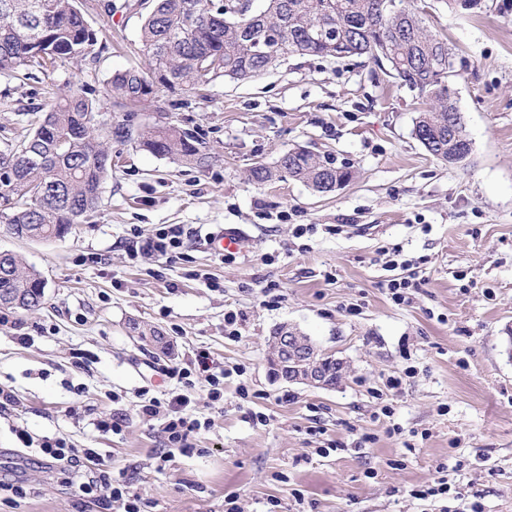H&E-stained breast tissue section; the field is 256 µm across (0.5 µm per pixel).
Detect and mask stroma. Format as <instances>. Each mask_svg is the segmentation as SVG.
<instances>
[{
  "instance_id": "35a3bbf8",
  "label": "stroma",
  "mask_w": 512,
  "mask_h": 512,
  "mask_svg": "<svg viewBox=\"0 0 512 512\" xmlns=\"http://www.w3.org/2000/svg\"><path fill=\"white\" fill-rule=\"evenodd\" d=\"M112 2V16L92 20L107 39L99 63L0 75V139L22 134L53 88H99L140 63L141 19ZM404 4L455 54L448 85L472 141L465 163L426 153L412 133L421 100L373 61L292 56L203 98L168 94L169 120L197 131L208 165L123 146L89 222L62 239L0 231V251L46 282L38 309H0V388L17 399L0 412V480L29 489L0 498V512H124L83 495L78 471L41 464L21 429L96 449L124 469L145 512H224L230 493L239 512H266L273 499L291 512L299 497L305 512H512V0ZM295 147L349 167L350 180L324 196L291 179L249 180ZM299 224L316 230L296 237ZM170 225L187 233L178 256L128 257L130 240ZM219 227L240 229L244 250H209ZM394 246L417 284L403 305L384 286ZM270 285L275 307L263 303ZM230 310L241 315L235 336ZM283 323L344 361L335 388L270 377L269 340ZM143 326L166 352L138 340ZM201 351L229 370L224 409L211 411L196 383L195 411L212 425L193 453L159 465L161 427L142 417V393L181 392L160 369ZM392 376L399 389H387ZM243 385L254 399H241ZM111 412L126 416L122 433L95 428ZM443 475L447 495L412 496Z\"/></svg>"
}]
</instances>
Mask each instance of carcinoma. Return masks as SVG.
<instances>
[{
    "instance_id": "1",
    "label": "carcinoma",
    "mask_w": 512,
    "mask_h": 512,
    "mask_svg": "<svg viewBox=\"0 0 512 512\" xmlns=\"http://www.w3.org/2000/svg\"><path fill=\"white\" fill-rule=\"evenodd\" d=\"M246 15L236 0H152L140 28L143 64L112 73L103 97L122 111L147 109L160 93L200 90L224 78L254 77L291 56L322 59L367 57L385 62L400 85L430 100L415 118L414 137L430 140L432 157L460 164L472 152L461 113L448 87L453 68L448 43L430 34L403 0H264ZM79 0H0V75L48 76L68 63L100 60L101 44ZM102 107L89 84L55 94L26 134L0 143V219L16 238L64 237L96 211L112 171V143L203 166L210 153L198 133L169 122L144 128L117 120L103 128ZM258 184L293 179L318 194L346 183L351 172L330 158L301 148L280 154L274 165L250 171ZM0 276V307L30 311L43 301L45 281L12 254Z\"/></svg>"
}]
</instances>
